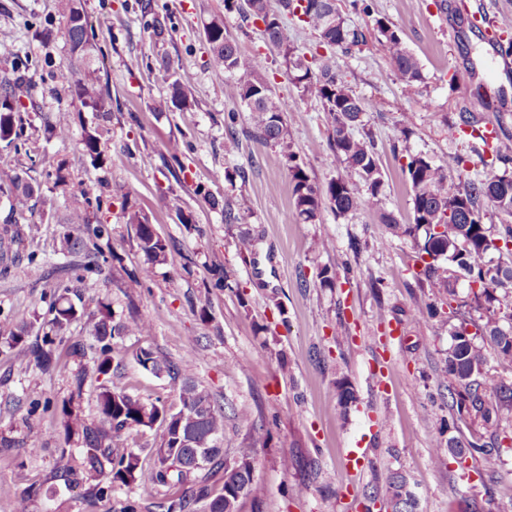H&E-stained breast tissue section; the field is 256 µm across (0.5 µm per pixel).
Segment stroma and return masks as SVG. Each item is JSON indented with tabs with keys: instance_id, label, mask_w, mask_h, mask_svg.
<instances>
[{
	"instance_id": "35a3bbf8",
	"label": "stroma",
	"mask_w": 512,
	"mask_h": 512,
	"mask_svg": "<svg viewBox=\"0 0 512 512\" xmlns=\"http://www.w3.org/2000/svg\"><path fill=\"white\" fill-rule=\"evenodd\" d=\"M365 42L350 51L319 48L315 33L298 19H285L284 36L306 54L334 62L353 93L372 103L357 136L373 140L383 173L386 208L399 223L412 215V193L403 168L409 155L434 160L457 153L467 160L465 176L512 172V163L492 158L490 147L468 135L464 121L496 127L512 139V30L497 36L499 54L490 57L484 29L474 17H512V0H341ZM87 12L103 24L98 44L105 57L112 99L110 119L78 110L67 72L65 19L58 0H0V76L21 77L34 86L22 99L21 137L0 142V166L27 173L41 191L33 210L12 212L0 191V231L23 228L20 261L0 274V322L37 332L48 314L49 295L64 263L63 219L74 194L104 195L99 218L110 231L117 261L88 275L84 310L67 335L81 340L82 361L41 371L21 349L0 343V432L19 439L0 448V512H14L28 485H52L62 438L55 402L70 393L69 372L92 365L96 343L93 313L105 299L115 318L138 315L152 325L147 337L128 336L122 366L107 385L147 401L174 403L168 378L156 377L132 357L142 347L174 363L195 352L191 373L224 412L222 446L228 457L248 453L263 487L261 500L244 499L239 512H388L383 504L364 508L362 494L374 475L405 473L420 512H451L472 500L480 512H512V417L484 419L480 412L450 408L444 370L450 345L448 297L427 287L412 237L392 236L374 211L344 216L323 210L316 223L294 214L286 152L299 156L310 180L326 188L343 170L328 143L325 112L300 97L279 48L260 24L225 12L224 0H85ZM220 15L240 49L258 57L262 74L302 120H287L284 145L263 146L251 135L244 104L224 94V72L209 63L203 27ZM386 22L417 57L424 81L408 88L378 44L376 19ZM169 34L156 39L154 25ZM138 67H130L131 59ZM193 90L184 109L169 101L162 61ZM72 116L68 138H47L46 119ZM233 118L228 141L225 118ZM99 127L100 163L86 152L84 131ZM410 132L401 139L400 128ZM186 141L182 168L168 161L169 139ZM66 182L55 185V171ZM464 176V177H465ZM203 185L207 197L194 194ZM184 198L189 223L166 204L170 190ZM244 196L248 208L234 223L211 199ZM142 210L169 245L167 260L143 287H131L142 255L135 228L123 210ZM249 234L252 253L240 259L237 242ZM332 286H323L321 272ZM230 285L216 287L218 277ZM461 318L473 340L484 346L491 377L512 385V361L487 346L479 326L484 313L474 291L459 286ZM431 304L438 314L425 324L409 322L414 308ZM353 387L356 400L340 407L336 380ZM249 413V422L238 419ZM266 440L254 443L253 430ZM461 442L499 438L498 461L486 472L481 459L460 470L449 455V438ZM181 486L140 484L115 487L112 498L89 506L83 490H60L37 501L34 512H120L126 501L138 512H154L161 498Z\"/></svg>"
}]
</instances>
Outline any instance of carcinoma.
<instances>
[{
	"mask_svg": "<svg viewBox=\"0 0 512 512\" xmlns=\"http://www.w3.org/2000/svg\"><path fill=\"white\" fill-rule=\"evenodd\" d=\"M66 19L63 38L69 58L67 71L71 83L72 99L81 107L107 117V100L110 98L108 81L104 80V56L95 42V25L98 20L90 16L84 0H59ZM227 11H237L244 20L265 24L266 39L282 49L288 76L299 89L300 96L317 102L327 114L329 139L336 155L344 164L343 173L321 192L311 182L296 155L287 154L288 172L292 183V197L296 216L305 223L318 220L323 204L337 215H345L360 208H369L379 214L381 223L396 237L423 233L421 252L432 257L425 264L423 274L431 288L448 294V302L456 301V291L448 283V270L464 274L479 284L485 297V323L482 335L495 346L499 355L512 358V325L500 324L502 316L495 306L492 289L506 283L512 284V265H498L495 272L481 264L482 253L489 242L500 240L503 248L512 243V224H505L498 235H493L482 223L484 210H497L512 217V175L494 174L483 179H470L462 188H448V179L462 175L467 159L460 154L448 155V160L438 165L422 154L409 155L404 171L412 192L413 218L410 224H399L385 208L383 174L377 161L374 146L353 133L361 123L366 105L349 89L336 66L324 62L314 69L297 47L284 41L283 18H298L317 35L318 44L328 48L348 51L364 42V35L353 27L341 10L338 0H278V7L271 0H224ZM379 44L390 66L400 75L406 86L422 83L420 63L402 39L383 19L376 20ZM211 52V63L229 75L224 83L225 94L245 104L249 112L253 136L262 145L282 144L286 136L284 114L287 105L263 78L261 61L243 53L236 40L227 31L224 17H213L204 28ZM170 100L175 106L186 107L193 100L192 90L179 80L169 84ZM31 91L17 88L16 81L0 79V141L13 142L18 136L20 112L18 104ZM70 114L61 112L45 124L51 137L63 139L70 132ZM100 133L95 128L85 132L84 145L95 162L100 161ZM6 184L11 192L10 207L23 211L35 193L33 183L11 168L0 167V185ZM102 196L75 203L68 211L65 223L86 225L87 235L65 234L61 251L71 256H84L95 261L103 256L100 241L106 229L101 221H93L91 211H102ZM126 223L136 226L138 248L143 262L134 282L147 281L156 266L164 263L168 245L154 231L145 214L137 209L124 213ZM85 288H72L67 284L55 287L49 303L52 318L42 326L43 336L28 341L22 328L0 330V339L9 346L21 345L36 366L50 370L60 364L61 356L81 358L85 348L81 341L64 340L70 324L78 318L76 301L82 300ZM149 322L142 318L126 321L114 319L110 304L98 302L97 320L92 336L99 345V356L92 367H79L72 373V390L62 400L60 414L64 445L57 449L53 479L63 482L67 489L83 486L85 494L93 501L109 498L118 485L139 483L169 487L189 482L191 475L207 470L223 472V487L213 491L206 480L192 483L178 497H167L157 504L159 512H187L191 505L205 503V512H239V502L245 498L257 499L262 487L255 475L253 460L247 455L233 461L224 454L219 441L224 436V411L218 407L210 392L201 387L188 373L189 364L177 365L159 358L152 348L141 347L134 355L136 362L157 376L168 377L178 395L179 404L168 407L162 401L147 402L124 391H117L100 384L96 395L99 417L83 421L74 413L77 400L90 377L109 374L112 362L122 357L120 342L126 336H147ZM486 357L482 347L458 328L451 332L448 348V367L445 376L452 399L451 407H471L485 415H512V387L493 383L483 377ZM489 391L496 399L495 409L484 408L483 393ZM163 428L158 447L151 449L154 461L143 462L141 448H118L115 442L130 431H145L155 424ZM181 438L190 439L196 447L207 449L202 464L195 463L194 449L178 445ZM78 452H73V449ZM448 453L459 463L479 454L485 468L497 465V456L489 443L469 441L465 444L448 440ZM409 480L401 471H388L383 485L366 494L372 500L383 496L393 512H418V500L406 490ZM54 488L34 482L29 485L16 504V512H29L32 504L51 497Z\"/></svg>",
	"mask_w": 512,
	"mask_h": 512,
	"instance_id": "carcinoma-1",
	"label": "carcinoma"
}]
</instances>
